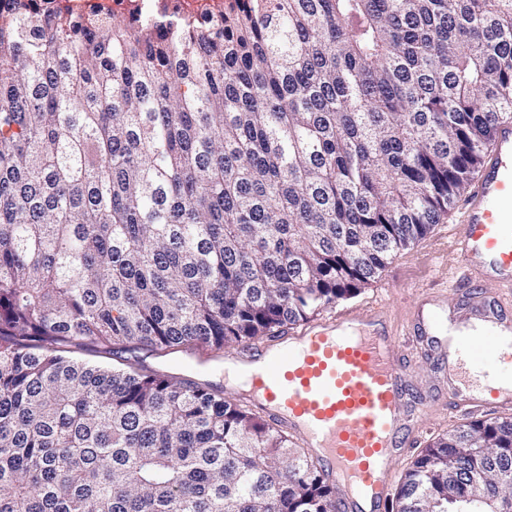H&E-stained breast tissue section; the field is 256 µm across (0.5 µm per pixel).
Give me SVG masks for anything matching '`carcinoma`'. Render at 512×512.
Returning <instances> with one entry per match:
<instances>
[{"instance_id":"1","label":"carcinoma","mask_w":512,"mask_h":512,"mask_svg":"<svg viewBox=\"0 0 512 512\" xmlns=\"http://www.w3.org/2000/svg\"><path fill=\"white\" fill-rule=\"evenodd\" d=\"M512 122V0L0 10V512H336L288 435L70 357L279 335L352 298ZM512 496V418L422 449L391 512ZM171 11L186 20H195L201 16L224 13L232 5H243L248 0H165Z\"/></svg>"}]
</instances>
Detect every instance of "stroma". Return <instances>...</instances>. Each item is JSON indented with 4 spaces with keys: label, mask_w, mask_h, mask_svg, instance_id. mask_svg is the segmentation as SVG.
I'll list each match as a JSON object with an SVG mask.
<instances>
[{
    "label": "stroma",
    "mask_w": 512,
    "mask_h": 512,
    "mask_svg": "<svg viewBox=\"0 0 512 512\" xmlns=\"http://www.w3.org/2000/svg\"><path fill=\"white\" fill-rule=\"evenodd\" d=\"M463 232L462 210L454 208L431 232L409 249L398 252L385 271L357 296L336 302L317 312L324 319L338 311H357L371 303L385 306L401 332L399 354L406 364V408L417 406L421 397H438L441 409L429 411L415 419L410 447L392 463L394 479H401L416 455L434 438L475 419L507 417V410L487 405L473 412L456 410L448 405L447 368L434 353L408 333L409 313L418 298L428 292H443L457 310H465L471 292L462 276V262L455 250L439 251L436 239L452 241ZM242 347L232 345L215 350L204 345H185L169 354H155L139 348L135 356L147 371H159L174 380H192L219 388L225 399L242 403L239 388L224 380V364L241 357Z\"/></svg>",
    "instance_id": "stroma-1"
}]
</instances>
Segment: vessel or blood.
<instances>
[{"label": "vessel or blood", "instance_id": "obj_1", "mask_svg": "<svg viewBox=\"0 0 512 512\" xmlns=\"http://www.w3.org/2000/svg\"><path fill=\"white\" fill-rule=\"evenodd\" d=\"M456 242L467 271L495 277L500 306L473 297L465 318L435 296L420 299L412 320L427 339H456L474 329L472 364L512 378V124L502 125L464 208ZM397 327L383 306L339 311L295 335L281 334L242 360L251 402L314 452L347 512H382L392 487L391 460L409 446L405 372L397 357ZM457 408L486 402L512 405V386L474 393L449 377Z\"/></svg>", "mask_w": 512, "mask_h": 512}]
</instances>
